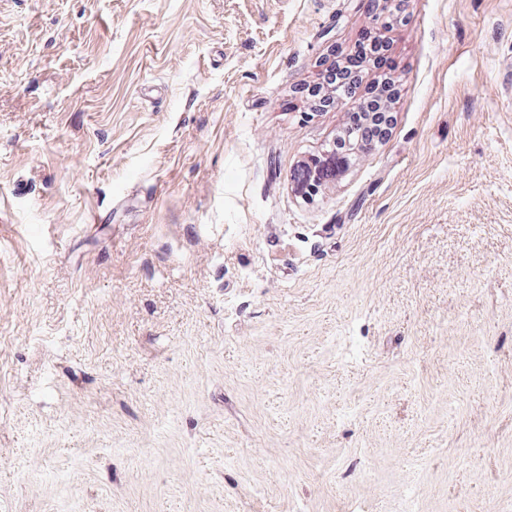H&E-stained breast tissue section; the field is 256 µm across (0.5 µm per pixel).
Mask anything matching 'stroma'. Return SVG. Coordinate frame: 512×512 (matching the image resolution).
<instances>
[{"label": "stroma", "mask_w": 512, "mask_h": 512, "mask_svg": "<svg viewBox=\"0 0 512 512\" xmlns=\"http://www.w3.org/2000/svg\"><path fill=\"white\" fill-rule=\"evenodd\" d=\"M0 0V512H512V0ZM336 64L332 68L335 72L328 76L329 85H336V90L345 98H353L357 90L366 81L371 69H375V77L366 83L368 87L364 97L359 99V105L352 106L348 110L347 127L357 125L362 134L363 141L372 143L380 139L382 132L380 123L370 121V113L387 112L384 94L393 84V72L396 63L390 53V45L384 40H379L372 31H364L357 40L355 47L349 51H340L336 56ZM363 141L353 135L351 129L346 133L345 144L350 146V151L364 149ZM343 147L341 143L337 148L329 150L322 159L312 165H305V177L296 185L297 191L308 193L305 196L312 197L319 191L317 187L336 181L347 164L346 156L336 157V150H343Z\"/></svg>", "instance_id": "stroma-1"}]
</instances>
